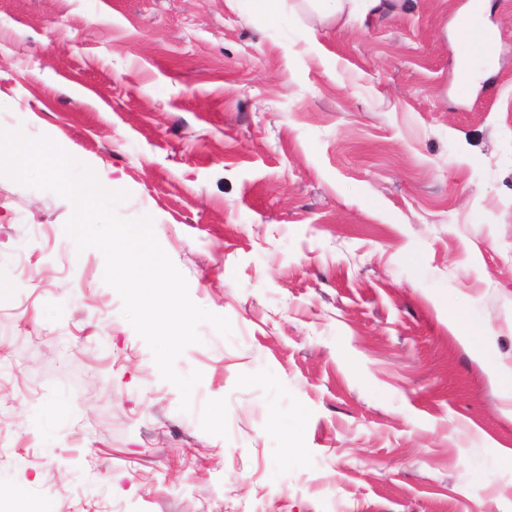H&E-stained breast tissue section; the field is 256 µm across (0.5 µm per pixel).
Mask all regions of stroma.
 <instances>
[{"mask_svg":"<svg viewBox=\"0 0 512 512\" xmlns=\"http://www.w3.org/2000/svg\"><path fill=\"white\" fill-rule=\"evenodd\" d=\"M0 0V129L128 191L193 302L190 411L0 175V512H512V0ZM304 410L302 430L281 422ZM478 11L477 7L475 14L462 24L460 33L475 53L487 55L493 50L495 35L491 29L482 25ZM483 335V331L476 327L465 326L461 330V336H459L463 341L467 344L473 346V348L480 355L481 361L486 365V367L493 373H495L509 396H512V372L508 370L504 372L499 369L496 361L489 358L484 350V348H480L481 338Z\"/></svg>","mask_w":512,"mask_h":512,"instance_id":"stroma-1","label":"stroma"}]
</instances>
